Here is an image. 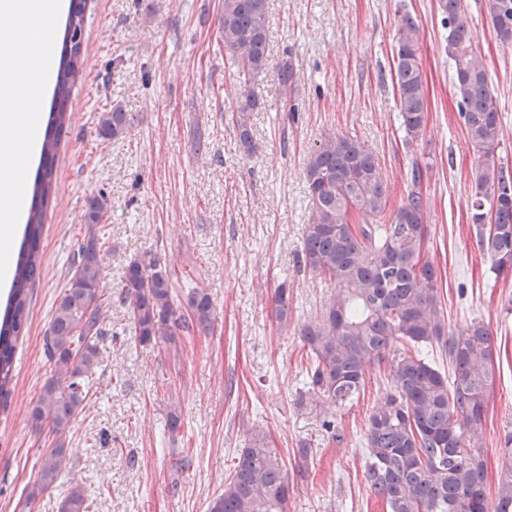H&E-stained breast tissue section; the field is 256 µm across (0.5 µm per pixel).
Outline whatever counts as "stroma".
<instances>
[{
	"mask_svg": "<svg viewBox=\"0 0 512 512\" xmlns=\"http://www.w3.org/2000/svg\"><path fill=\"white\" fill-rule=\"evenodd\" d=\"M406 11L419 24L429 102L428 127L411 145L394 98L395 29ZM223 14L224 0H87L83 68L55 163L42 276L0 410V512H58L75 481L90 494L88 512H207L257 428L284 459L288 512H386L366 479L364 445L368 417L386 393L382 371L368 367L358 403L329 416L340 439L324 429V412L300 400L310 362L302 330L333 294L301 262L312 208L305 165L328 133L365 143L391 206L420 167L426 250L448 328L476 320L495 338L480 453L489 474L500 466L512 437V275L496 276L476 240L479 154L459 115L439 0H268V65L250 85L240 83L224 48ZM465 17L500 111L494 153L512 174V45L497 37L482 0H465ZM288 59L297 70L289 93L279 79ZM251 95L263 106L250 116L256 149L248 156L231 115ZM116 104L135 126L106 141L98 117ZM100 191L112 201L97 228L108 334L85 406L63 435L70 463L29 511L22 492L54 439L28 419L53 373L43 339L75 270L86 200ZM150 254L170 271L177 304L194 288L213 304L210 326L182 334L170 350L137 343L121 300L126 263ZM282 283L291 295L284 327L273 304ZM173 408L181 415L175 433L167 427ZM185 455L190 468L174 474V459Z\"/></svg>",
	"mask_w": 512,
	"mask_h": 512,
	"instance_id": "stroma-1",
	"label": "stroma"
}]
</instances>
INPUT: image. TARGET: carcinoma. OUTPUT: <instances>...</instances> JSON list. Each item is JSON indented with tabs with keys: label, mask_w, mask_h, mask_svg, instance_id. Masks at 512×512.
<instances>
[{
	"label": "carcinoma",
	"mask_w": 512,
	"mask_h": 512,
	"mask_svg": "<svg viewBox=\"0 0 512 512\" xmlns=\"http://www.w3.org/2000/svg\"><path fill=\"white\" fill-rule=\"evenodd\" d=\"M86 2H69L23 240L0 312V408L11 395L16 344L27 325L31 290L41 276L40 245L54 164L69 120L71 90L82 72ZM484 6L497 36L512 44V0H484ZM442 14L460 116L469 141L482 152L472 220L481 250L500 275L512 272V177L495 161L500 132L496 99L484 62L469 43L464 0H442ZM267 25V0H224V47L245 84L256 81L268 65ZM395 38L396 104L412 143L426 130L429 109L419 27L410 13L401 15ZM258 105L250 96L232 115L247 154L253 150L249 113ZM133 127L134 117L115 105L101 113L97 133L118 140ZM305 178L312 208L302 261L334 288L322 318L302 331L313 357L308 392L329 409L345 407L364 389L365 366L384 368L389 389L384 405L369 416L365 447L369 487L388 512H512V448L504 449L492 498L487 467L477 451L484 435L494 337L479 321L450 331L441 315L437 270L425 249L427 201L420 170H413L412 187L391 209L371 151L356 139L330 134L309 156ZM110 209L104 192L88 198L83 216L88 238L79 247L74 274L44 338L56 373L42 385L29 420L38 428L49 426L58 439L23 491L27 508L67 468L69 449L59 435L83 409L88 375L98 364L104 291L95 227ZM122 295L142 345L175 347L180 332L211 323L212 302L200 289L188 295V314L174 306L171 274L155 256L128 262ZM274 304L276 319L288 324L287 288L275 291ZM428 347L448 359V370L427 359ZM289 497L283 458L258 432L239 450L234 475L208 512H288ZM86 501L87 489L75 483L59 512H86Z\"/></svg>",
	"instance_id": "cac0c4a2"
}]
</instances>
